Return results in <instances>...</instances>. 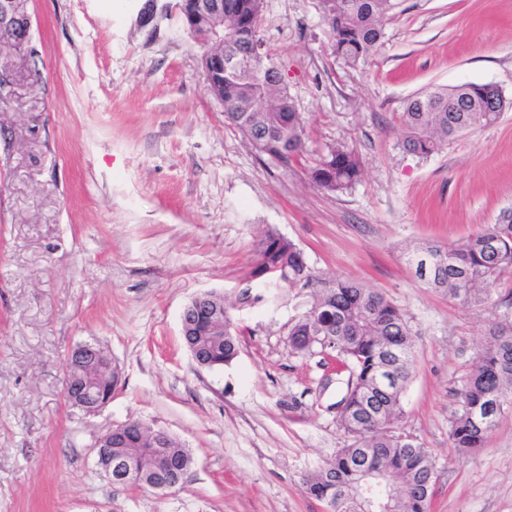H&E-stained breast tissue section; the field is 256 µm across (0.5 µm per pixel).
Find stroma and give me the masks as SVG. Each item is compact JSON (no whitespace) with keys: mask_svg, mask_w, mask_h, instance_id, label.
Segmentation results:
<instances>
[{"mask_svg":"<svg viewBox=\"0 0 512 512\" xmlns=\"http://www.w3.org/2000/svg\"><path fill=\"white\" fill-rule=\"evenodd\" d=\"M170 3L146 22L143 0H28V51L0 53L13 74L0 90V512H322L304 480L350 443L342 386L325 382L332 358L288 348L313 289L251 276L270 229L314 274L357 279L406 313L414 359L397 426L433 454L431 512H512V409L473 454L448 439L505 308L463 307L405 259L512 208V110L429 157L403 150L400 123L426 89L493 83L512 98V0H394L355 69L317 0H264L260 36L305 126L286 167L225 125ZM330 145L364 165L342 195L309 178ZM203 291L223 295L239 330L218 371L180 335ZM84 343L121 371L93 413L63 396L64 360ZM130 418L190 451L181 488L135 490L97 467L100 437Z\"/></svg>","mask_w":512,"mask_h":512,"instance_id":"35a3bbf8","label":"stroma"}]
</instances>
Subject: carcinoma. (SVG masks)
<instances>
[{
    "label": "carcinoma",
    "instance_id": "1",
    "mask_svg": "<svg viewBox=\"0 0 512 512\" xmlns=\"http://www.w3.org/2000/svg\"><path fill=\"white\" fill-rule=\"evenodd\" d=\"M393 0H321V15L329 28L333 52L348 66L357 67L376 50L383 38V18ZM262 12L257 0H224V51L242 50L252 37H260ZM491 94L488 85L469 83L458 91L419 92L405 102L401 119L405 151L430 156L448 140L475 125H492L499 112H458L455 99L478 105ZM224 122L243 135L261 138L256 150L276 157L283 165L304 152V125L285 87H268L248 69L224 73ZM363 173L358 153L344 146H330L309 169L311 181L331 194H344ZM419 279L430 288L447 293L467 307H482L493 298L506 272H512V210L501 212L492 224L461 243L443 246L428 243L408 256ZM288 268V287L316 288L311 308L288 332L294 354L314 348L336 353L349 365L346 393L336 407L339 425L354 444L336 450L327 466L306 480V491L322 501L336 497V512H355L346 491L357 481L360 466L383 471L397 481L401 500L397 512H430L426 491L430 453L413 439L394 431L403 414L402 395L412 377L414 338L409 321L385 294L351 279L313 275L299 246L269 230L258 244L255 271L263 281L280 285L282 268ZM196 341L215 367L237 357V331L224 313V333L214 330L208 315L200 313L192 329ZM461 411L451 421L449 440L460 454L484 446L505 409L494 408L497 399L512 405V319L492 326L488 339L459 392ZM147 442L130 436L124 448H99L97 465L122 451L146 481L153 480L154 459ZM175 475L185 478L193 464L190 452L178 440L168 449Z\"/></svg>",
    "mask_w": 512,
    "mask_h": 512
}]
</instances>
